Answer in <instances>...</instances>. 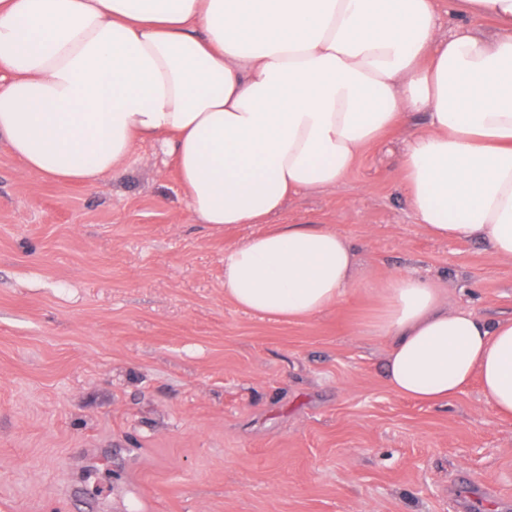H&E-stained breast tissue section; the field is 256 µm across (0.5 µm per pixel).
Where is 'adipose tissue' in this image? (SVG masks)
<instances>
[{"mask_svg": "<svg viewBox=\"0 0 512 512\" xmlns=\"http://www.w3.org/2000/svg\"><path fill=\"white\" fill-rule=\"evenodd\" d=\"M456 3L495 38L441 33L437 0H0V136L27 172L87 187L160 142L197 222L261 227L225 250V298L297 321L377 289L396 395L436 403L476 376L509 418L512 317L361 268L328 225L268 222L422 112L401 160L418 223L512 263V0Z\"/></svg>", "mask_w": 512, "mask_h": 512, "instance_id": "obj_1", "label": "adipose tissue"}]
</instances>
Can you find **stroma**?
I'll use <instances>...</instances> for the list:
<instances>
[{"label":"stroma","instance_id":"stroma-1","mask_svg":"<svg viewBox=\"0 0 512 512\" xmlns=\"http://www.w3.org/2000/svg\"><path fill=\"white\" fill-rule=\"evenodd\" d=\"M275 224H327L376 274L512 315V263L438 240L399 181L407 132ZM92 187L25 172L0 138V512H512V418L471 382L422 404L385 380L375 290L288 322L224 297L250 224L192 218L172 160L137 145Z\"/></svg>","mask_w":512,"mask_h":512}]
</instances>
